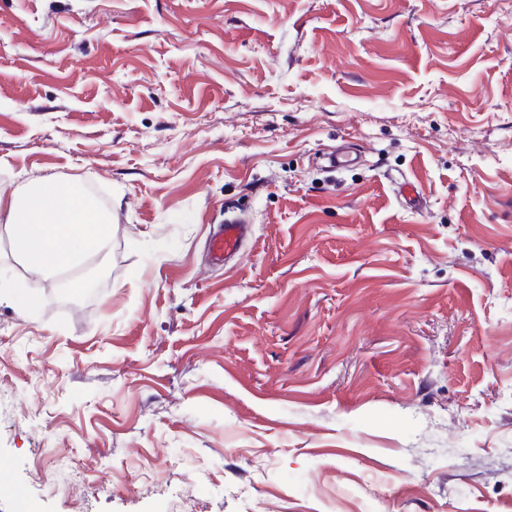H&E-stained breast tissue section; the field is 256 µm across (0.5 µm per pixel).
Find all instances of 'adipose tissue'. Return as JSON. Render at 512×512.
<instances>
[{
    "mask_svg": "<svg viewBox=\"0 0 512 512\" xmlns=\"http://www.w3.org/2000/svg\"><path fill=\"white\" fill-rule=\"evenodd\" d=\"M0 222L14 249L32 269L49 275L108 251L111 215L78 187L50 177L34 179L24 193L0 196Z\"/></svg>",
    "mask_w": 512,
    "mask_h": 512,
    "instance_id": "1",
    "label": "adipose tissue"
}]
</instances>
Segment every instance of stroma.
Listing matches in <instances>:
<instances>
[{"mask_svg": "<svg viewBox=\"0 0 512 512\" xmlns=\"http://www.w3.org/2000/svg\"><path fill=\"white\" fill-rule=\"evenodd\" d=\"M41 177L112 245L66 300L0 225V512H512V0H0ZM250 232L248 221L242 218L226 219L220 229L213 233L209 242V258L213 265H223L237 255Z\"/></svg>", "mask_w": 512, "mask_h": 512, "instance_id": "obj_1", "label": "stroma"}]
</instances>
